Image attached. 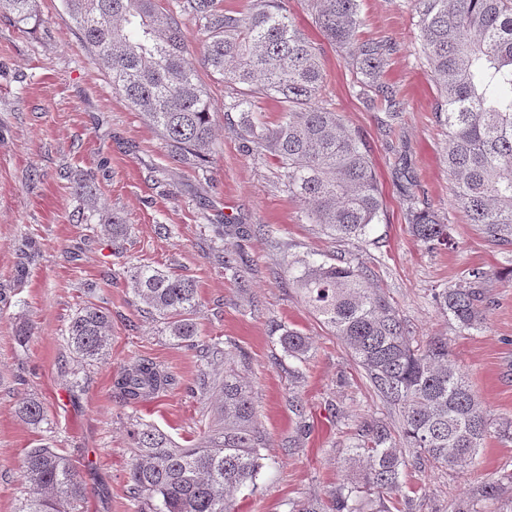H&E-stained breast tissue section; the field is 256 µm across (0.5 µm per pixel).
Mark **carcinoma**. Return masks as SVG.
<instances>
[{
    "instance_id": "cac0c4a2",
    "label": "carcinoma",
    "mask_w": 512,
    "mask_h": 512,
    "mask_svg": "<svg viewBox=\"0 0 512 512\" xmlns=\"http://www.w3.org/2000/svg\"><path fill=\"white\" fill-rule=\"evenodd\" d=\"M83 46L109 74L112 89L141 113L170 148L176 162L204 166L214 145L213 104L198 67L214 79L240 85L224 111L241 113L244 151L269 157L285 178L288 193L302 203L301 220L318 224L334 239L361 240L378 221L382 201L367 149L340 113L322 104L325 74L321 48L288 14V0H248L229 10L219 0H62ZM417 17L421 52L436 83L433 112L448 126L445 163L454 204L489 242L512 252V0H410ZM315 25L329 45L345 54L359 94L385 113L392 131L405 102L385 78L396 52L388 37L361 38L360 0H307ZM0 17L18 25L42 21L36 0H0ZM202 35L200 65L189 59L182 18ZM272 99L280 112L270 126L258 119V104ZM76 222L102 225L115 249L123 248L129 225L97 206L94 178L73 179ZM410 232L429 249L453 246L448 218L406 198ZM125 278L140 310L178 342L198 345L193 315L194 280L148 264L131 265ZM288 274L307 307L340 339L373 388L400 415L395 431L382 419L359 426L347 449L346 479L326 502L288 503L289 512H404L401 492L408 469L455 470L474 463L487 439L512 443V420L496 417L471 388L466 373L448 361V338L418 341L389 298L370 286L359 265L310 258L288 262ZM490 274L473 267L458 282L434 292L437 307L463 330L483 327ZM112 316L89 302L71 317L68 346L86 363L103 359ZM280 343L302 359L309 338L288 328ZM205 358L224 356V378L208 365L196 382L216 383L223 395L217 417L188 447L157 428L135 423L129 494L136 512H237L234 494L253 491L264 467L259 413L239 366L242 355L205 345ZM175 384L161 365L138 359L121 367L113 388L123 405L136 407ZM19 417L34 431L47 423L38 400H17ZM27 486L19 512H81L86 487L73 461L45 445L21 462ZM507 500L512 512V470L476 486L456 512H485Z\"/></svg>"
}]
</instances>
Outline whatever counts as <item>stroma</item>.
<instances>
[{"mask_svg":"<svg viewBox=\"0 0 512 512\" xmlns=\"http://www.w3.org/2000/svg\"><path fill=\"white\" fill-rule=\"evenodd\" d=\"M38 6L43 25L0 20V289L9 297L0 306V512H18L20 460L36 443L16 413L18 395L42 402L45 438L76 463L88 489L84 512H134L127 486L132 422L155 426L183 445L214 417L212 393L190 391L200 363L196 350L162 335L137 310L124 280L110 278L121 260L194 279L201 340L232 345L244 357L265 461L256 491L238 497L239 512H288L292 500L328 499L346 475L344 452L357 421L373 415L399 423L345 346L303 303L288 280L289 260L364 266L413 335L447 337L450 358L474 392L496 416L512 419V262L451 201L448 129L433 118L437 90L408 0H361L363 37L387 36L397 44L386 77L399 85L405 112L394 131L356 95L343 54L328 47L322 55L326 105L365 141L381 192L383 214L362 242L331 240L302 221L301 203L272 162L243 152L239 115L223 109L235 85L206 82L216 106L207 168L177 163L139 112L113 92L61 0H38ZM79 173L93 175L99 201L129 224L123 258L113 256L100 225L73 221L71 178ZM410 191L447 215L454 248L431 251L415 240L404 219ZM267 226L272 235L264 234ZM29 240L39 253L21 276L20 249ZM224 252L233 254L239 278L225 272ZM471 267L490 271L493 304L484 327L467 333L437 308L433 293ZM89 280L98 282V302L112 314L107 355L91 365L74 358L65 341L69 319L88 301ZM21 317L32 327L24 348L13 339ZM286 327L309 337L305 360L283 350ZM139 358L163 366L175 384L130 408L116 398L113 379ZM75 380L81 390H72ZM511 461L512 443L492 437L468 468L406 472L409 510L453 512L477 482L495 479Z\"/></svg>","mask_w":512,"mask_h":512,"instance_id":"obj_1","label":"stroma"}]
</instances>
